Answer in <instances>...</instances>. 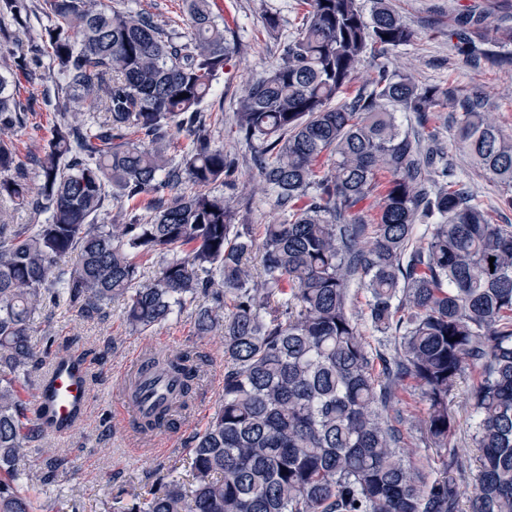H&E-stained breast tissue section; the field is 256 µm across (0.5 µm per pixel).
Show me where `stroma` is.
Here are the masks:
<instances>
[{
  "mask_svg": "<svg viewBox=\"0 0 512 512\" xmlns=\"http://www.w3.org/2000/svg\"><path fill=\"white\" fill-rule=\"evenodd\" d=\"M418 37L394 51V64L411 68L424 84H451L464 95H479L483 109L499 128L512 135V66H476L460 57L447 35L451 19L484 0H394ZM217 13L233 18L239 39L237 62L215 84L202 105L203 111L217 113L212 127L216 144L237 162L238 179L224 193L234 200L241 223L261 228L280 219L273 193L256 183L253 152L232 130L233 114L238 108L241 84L279 60L277 43L263 28L265 14L280 18L283 32H291L300 23L299 0H215ZM55 87L52 78L35 85H22L38 100L29 112L26 125L16 135L19 158L30 181H37L38 170L32 159L41 155L52 135L57 115L41 99L44 90ZM457 115L444 106L435 112L432 124L447 151L456 173L475 199L488 211L492 223L512 224V209L504 206L503 188L463 155L455 151ZM120 304H111L103 317L87 319L77 311L46 305L33 323V337L53 335L57 342H69L72 351L82 355L90 370L92 400L84 419L69 434L42 431L36 445L57 449L64 463L51 482L44 483L21 473L17 483L28 491L36 504H54L57 512H112L115 494L131 487L149 486L161 476L184 478L187 448L192 436L204 428L224 393V348L215 336L196 335L191 311L174 315L152 331L129 332L122 321ZM195 347L207 362L198 379L195 400L189 412L177 417L164 433L143 440L133 419L121 405L120 375L127 360L138 352L174 351ZM473 376H466L448 398L455 418L454 442L460 448L468 469L475 475L477 450L473 444V416L469 391ZM399 428L404 438V459L424 472L440 466L435 449L426 447L416 429L426 406L419 392L403 394L398 406Z\"/></svg>",
  "mask_w": 512,
  "mask_h": 512,
  "instance_id": "35a3bbf8",
  "label": "stroma"
}]
</instances>
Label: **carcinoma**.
Masks as SVG:
<instances>
[{"label": "carcinoma", "mask_w": 512, "mask_h": 512, "mask_svg": "<svg viewBox=\"0 0 512 512\" xmlns=\"http://www.w3.org/2000/svg\"><path fill=\"white\" fill-rule=\"evenodd\" d=\"M372 3L366 14L359 0H301L302 23L286 36L277 15L263 17L280 58L244 82L234 115L283 215L263 225L259 244L218 190L236 168L202 111L238 52L213 0H183V31L102 0H43L39 38L0 41L10 59L0 73V202L39 217L0 219V512L37 510L16 484L33 438L23 391L54 340L32 342L33 315L49 301L92 317L114 300L133 333L193 305L196 335L218 334L224 346V399L192 437L189 481L119 495L114 512H461L465 498L469 512H512V224L491 223L442 149L420 151L437 141L428 123L438 107L461 112L456 149L512 206V137L455 86L392 65L417 33L392 0ZM31 13V0H0V18L20 28ZM448 37L469 62L512 63L485 48L512 45V26L489 36L475 9L454 17ZM46 61L62 97L33 186L13 137L32 106L19 87ZM366 61L373 76L336 103ZM398 112L414 113L418 129L402 130ZM177 135L187 139L179 150ZM373 196L371 214L363 204ZM108 199L142 201L145 214L100 224ZM418 223L429 224L420 239ZM150 258L159 265L145 282L140 261ZM356 278L370 294V328L398 340L392 353L370 352L349 312ZM202 364L190 348L147 357L145 371L177 391L155 395L139 434L190 409ZM469 371L470 486L448 411ZM409 380L427 405L420 440L441 458L431 480L405 462L392 424ZM37 452L44 481L61 460Z\"/></svg>", "instance_id": "carcinoma-1"}]
</instances>
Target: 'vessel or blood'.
Instances as JSON below:
<instances>
[{"mask_svg": "<svg viewBox=\"0 0 512 512\" xmlns=\"http://www.w3.org/2000/svg\"><path fill=\"white\" fill-rule=\"evenodd\" d=\"M48 380V387L34 399L33 409L39 417L49 418L53 431H67L77 423L88 404L87 369L58 359Z\"/></svg>", "mask_w": 512, "mask_h": 512, "instance_id": "vessel-or-blood-1", "label": "vessel or blood"}]
</instances>
